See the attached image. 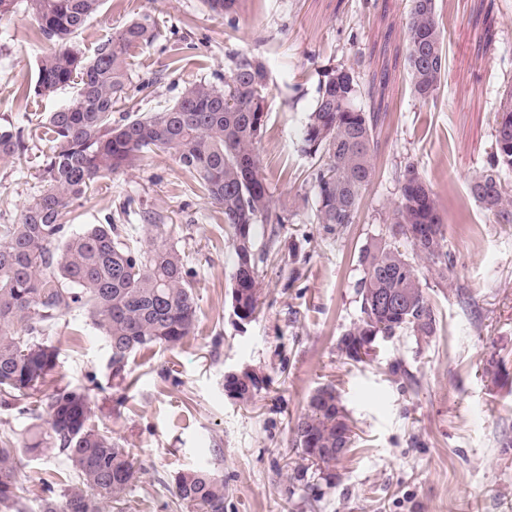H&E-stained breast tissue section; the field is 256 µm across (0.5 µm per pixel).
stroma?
Masks as SVG:
<instances>
[{"instance_id":"35a3bbf8","label":"stroma","mask_w":512,"mask_h":512,"mask_svg":"<svg viewBox=\"0 0 512 512\" xmlns=\"http://www.w3.org/2000/svg\"><path fill=\"white\" fill-rule=\"evenodd\" d=\"M409 10L410 0H238L216 19L202 0H104L77 36L90 55L132 20L154 19L158 38L130 52L128 96L138 113L172 104L189 83L215 81L234 53L261 57L269 83L260 172L287 218L278 229H255L260 312L240 324L224 216L171 157L146 156L63 214L75 231L104 223L132 197V214L120 219L124 236L142 237L139 212L162 215L195 273L194 333L172 350L132 353L121 375L86 314L57 317L46 331L59 349L52 385L86 390L96 418L145 470L132 512H186L174 478L195 467L223 476L224 512H512V224L499 223L468 192L512 89V0H436L448 73L426 101L414 94L405 61ZM45 50L26 0H18L0 19V125L23 127L27 152L0 163V225L18 223L41 186L40 120L77 93L70 85L20 98ZM328 63L354 68L360 106L384 116L376 178L354 223L335 231L312 221L313 161L301 151L318 70ZM144 82L146 98L136 91ZM409 164L438 197L452 283L427 282L435 336L399 332L379 342L372 361L352 364L338 357L336 343L360 316L359 254L387 234ZM494 360L504 363L505 377L494 378ZM243 371L261 382L248 407L224 391L225 375ZM326 383L343 399L355 446L335 484L311 474L295 486L289 476L301 451L291 428ZM48 476L68 483L64 456L24 459V512H40Z\"/></svg>"}]
</instances>
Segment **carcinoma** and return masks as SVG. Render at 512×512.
<instances>
[{
	"instance_id": "1",
	"label": "carcinoma",
	"mask_w": 512,
	"mask_h": 512,
	"mask_svg": "<svg viewBox=\"0 0 512 512\" xmlns=\"http://www.w3.org/2000/svg\"><path fill=\"white\" fill-rule=\"evenodd\" d=\"M102 2L27 0L48 48L24 96H46L76 79L79 89L73 100L46 117L42 189L24 206L18 223L0 229V406L11 409L23 402V411L44 421L28 429L22 446H0V512H21L22 450H56L77 474L76 481L59 492L54 482L42 480L41 512H124L143 475L132 449L93 420L86 391L56 386L41 393L58 359V348L45 336L47 322L72 311L85 312L108 342L117 375L133 352L174 348L196 328L192 271L169 241L163 216L144 213V240L134 247L110 218L67 235L62 214L90 196L100 180L134 166L143 154L173 157L224 215L235 255L231 307L241 322L252 320L258 311L255 226L285 223L260 176L255 149L266 116L268 71L263 60L235 53L222 85L194 82L162 110L127 112L115 119L116 105L127 98L130 51L151 44L158 31L144 16L112 33L93 56H86L74 38ZM203 2L212 16L222 17L236 0ZM406 62L414 93L422 99L434 96L446 74L435 0H411ZM359 96L353 68L322 67L301 146L314 160L310 180L317 196L315 224L339 228L354 223L375 177L381 115L359 107ZM26 150L23 130L0 125V162L19 161ZM511 172L512 91L497 115L493 150L468 184L470 195L504 224H512V194L503 180ZM359 262L360 317L337 341L341 358L366 362L351 353L365 336L379 340L403 330L419 338L436 334L423 280L429 274L451 285L452 257L445 250V225L435 194L414 166H407L401 176L388 235L365 245ZM380 294L407 295L411 304L381 309L376 305ZM259 387L260 380L250 374L232 375L224 384L243 405L252 402ZM292 432L306 464L294 469L291 479L302 482L313 468L319 479L335 484L336 463L312 460L318 451L336 447L339 432L344 453L355 444L353 422L334 385L311 393ZM174 485L187 512H224V478L217 473L184 471L176 475Z\"/></svg>"
}]
</instances>
